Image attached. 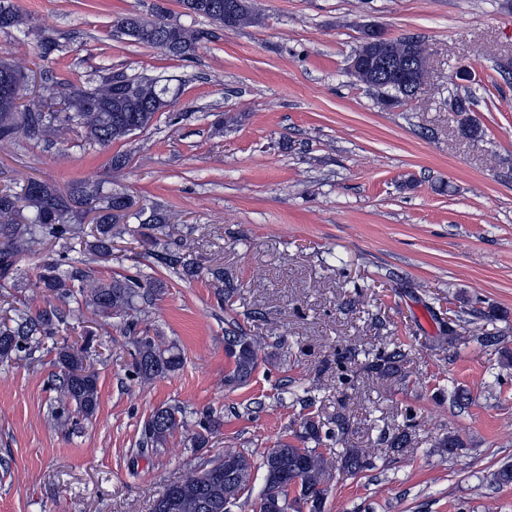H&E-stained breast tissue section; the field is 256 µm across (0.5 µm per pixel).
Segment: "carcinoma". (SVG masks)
Segmentation results:
<instances>
[{"label":"carcinoma","mask_w":512,"mask_h":512,"mask_svg":"<svg viewBox=\"0 0 512 512\" xmlns=\"http://www.w3.org/2000/svg\"><path fill=\"white\" fill-rule=\"evenodd\" d=\"M184 15L192 19L205 18L223 29H239L262 23L253 0H180ZM113 27L135 43L156 48L180 60L193 58L203 41L213 33L186 27L167 20L164 10L158 8L151 16L131 13L113 21ZM0 30L32 32L31 19L11 0H0ZM37 68L41 78V93L37 99L24 103L22 91L27 76L13 63L0 57V80L7 76L9 88L0 84V143L12 142L22 136L30 141H46L65 128H76L83 133L84 144L107 147L115 141L145 131L163 109L173 106L177 94L159 78L128 79L126 90L112 83V76L92 78L90 89L69 87L59 90L60 83L50 70L52 56L58 44L49 37L36 40ZM424 56L421 43L412 37L381 36L374 25L362 26L361 43L354 52L359 68L353 74L356 82L378 97L387 108L398 107L417 94L408 88H420V82L405 78L401 73L388 78L383 65L396 67L404 62L410 70ZM459 134L479 141L484 136L480 123L469 117L471 96H457ZM129 197L112 193L101 183L79 182L67 190L53 183L28 179L16 191L6 184L0 186V281L13 278L18 260L23 255H39L53 240L71 239L83 231L82 224L95 225L94 241L89 251L105 259L112 255V227L125 216ZM157 257L166 268L177 273L187 267L183 248L186 244H171L155 238ZM34 287L44 295L70 299L77 308H93L105 318L125 320V333L132 336L134 347L133 371L142 382L179 370L183 358L173 345H167L147 331L138 328L140 320L138 300L156 288L153 282L141 276H114L99 279L76 268H66L65 256L48 258L39 266ZM48 326V319L36 317L27 311L16 310L11 323L0 322V357L9 358L22 351L39 348V335ZM224 351L231 367L224 376V385L235 388L245 385L259 365L269 360L260 356V340L248 335L239 326L224 329ZM406 353L395 344L376 354L367 369L378 374H394L401 370ZM57 364L62 381L56 386L57 404L50 406L51 417L61 425L74 421V416L89 417L98 406V376L74 349L66 346L57 353ZM188 425L179 406L155 410L144 423L139 441L140 453L163 448L176 431ZM220 422L212 414L204 415L190 438L192 447L204 448ZM345 422L336 421V431L322 432V424L308 413L300 423L294 440H281L268 449L260 461L233 448L209 461L206 466L189 471L170 484L153 501L152 512H230L248 492L253 474L264 472V489L259 496V512H324L327 462L316 448H309V440L321 436L341 438ZM347 472L357 475L372 466L364 448H347L341 458Z\"/></svg>","instance_id":"carcinoma-1"}]
</instances>
